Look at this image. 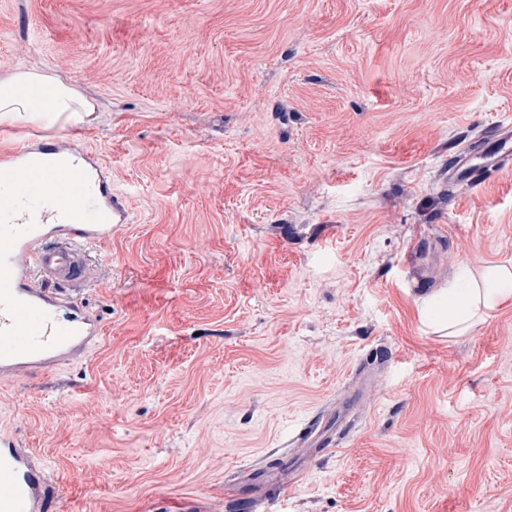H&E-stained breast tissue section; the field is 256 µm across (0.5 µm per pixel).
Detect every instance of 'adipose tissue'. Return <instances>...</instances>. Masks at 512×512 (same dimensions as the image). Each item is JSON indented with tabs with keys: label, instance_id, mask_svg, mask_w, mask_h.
<instances>
[{
	"label": "adipose tissue",
	"instance_id": "obj_1",
	"mask_svg": "<svg viewBox=\"0 0 512 512\" xmlns=\"http://www.w3.org/2000/svg\"><path fill=\"white\" fill-rule=\"evenodd\" d=\"M94 106L74 86L39 70H19L0 81V123L25 121L52 126L77 120L93 112ZM496 293L475 287L465 298L446 292L441 302L448 309L439 329L455 335L464 332L475 317L493 308Z\"/></svg>",
	"mask_w": 512,
	"mask_h": 512
}]
</instances>
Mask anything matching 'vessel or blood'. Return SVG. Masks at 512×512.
Listing matches in <instances>:
<instances>
[{
  "label": "vessel or blood",
  "mask_w": 512,
  "mask_h": 512,
  "mask_svg": "<svg viewBox=\"0 0 512 512\" xmlns=\"http://www.w3.org/2000/svg\"><path fill=\"white\" fill-rule=\"evenodd\" d=\"M512 167V127L464 146L448 183L473 188ZM103 168L70 144L30 137L0 145V374L47 372L84 356L101 334L69 292L89 275L87 249L131 221ZM45 466L0 431V512H48Z\"/></svg>",
  "instance_id": "1"
}]
</instances>
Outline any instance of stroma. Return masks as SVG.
<instances>
[{
  "label": "stroma",
  "mask_w": 512,
  "mask_h": 512,
  "mask_svg": "<svg viewBox=\"0 0 512 512\" xmlns=\"http://www.w3.org/2000/svg\"><path fill=\"white\" fill-rule=\"evenodd\" d=\"M21 67L97 110L5 132L98 153L134 213L71 292L98 344L0 377L49 512H224L279 463L271 512H512V294L422 312L512 264V169L448 187L512 125V0H0ZM497 293L490 291V288H481L477 285L471 288L470 293L459 300L452 289L442 295L441 302L448 307L437 326L440 330L448 328V335H455L464 332L470 326L475 317L493 308Z\"/></svg>",
  "instance_id": "obj_1"
}]
</instances>
